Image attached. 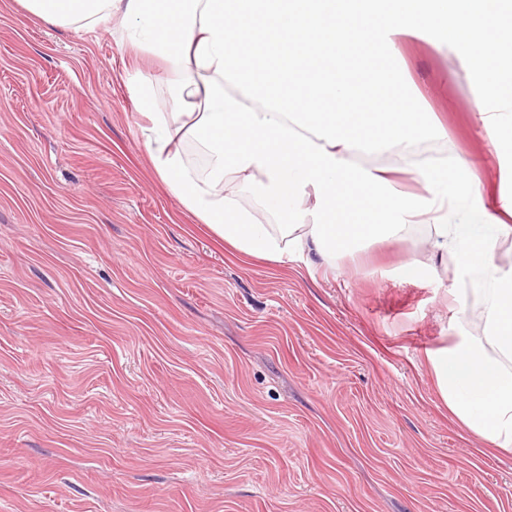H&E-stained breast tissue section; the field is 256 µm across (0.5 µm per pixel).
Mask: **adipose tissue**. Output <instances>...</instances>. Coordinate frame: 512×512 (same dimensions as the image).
<instances>
[{"instance_id":"ef3b65f1","label":"adipose tissue","mask_w":512,"mask_h":512,"mask_svg":"<svg viewBox=\"0 0 512 512\" xmlns=\"http://www.w3.org/2000/svg\"><path fill=\"white\" fill-rule=\"evenodd\" d=\"M20 2L46 22L115 35L166 62V102L157 101L150 76L132 80L145 141L170 191L230 254L275 264L293 256L311 274L365 242L430 225L435 248L454 252L475 282L460 289V303L473 297L483 309L481 335L459 336L430 356L438 395L464 430L512 454V274H499L494 255L495 239L511 235L512 225L488 211L466 161L413 165L417 193L400 191L384 170L354 165L353 152L366 148L407 162L412 143L443 130L400 74L377 73L361 90L350 79L358 53L326 64L316 53L336 40L353 47L367 25L388 56L407 37L445 40L493 93L495 107L478 110L493 135L512 125V76L502 66L512 39L486 38L484 29L512 25V0H452L445 15L432 0ZM186 137L204 154L205 172L180 150ZM230 175L275 223L225 197Z\"/></svg>"}]
</instances>
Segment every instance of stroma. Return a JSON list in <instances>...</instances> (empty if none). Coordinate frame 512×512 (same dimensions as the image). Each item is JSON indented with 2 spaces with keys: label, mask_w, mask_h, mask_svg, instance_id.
Segmentation results:
<instances>
[{
  "label": "stroma",
  "mask_w": 512,
  "mask_h": 512,
  "mask_svg": "<svg viewBox=\"0 0 512 512\" xmlns=\"http://www.w3.org/2000/svg\"><path fill=\"white\" fill-rule=\"evenodd\" d=\"M395 62L499 209L463 60ZM140 72L166 99L147 48L0 0V512H512V455L429 369L482 323L429 225L311 277L228 255L155 170Z\"/></svg>",
  "instance_id": "stroma-1"
}]
</instances>
